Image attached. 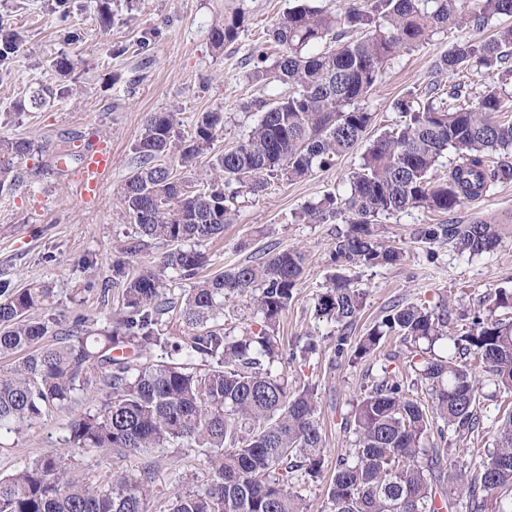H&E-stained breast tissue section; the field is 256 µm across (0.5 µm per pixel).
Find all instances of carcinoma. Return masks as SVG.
<instances>
[{
	"mask_svg": "<svg viewBox=\"0 0 512 512\" xmlns=\"http://www.w3.org/2000/svg\"><path fill=\"white\" fill-rule=\"evenodd\" d=\"M512 16V0H349L342 12L296 0L272 28L281 47L274 64L256 50L249 59L251 83L275 84L283 91L268 101L242 103L260 112L246 139L210 157L202 188H185L169 156L189 167L213 150L223 135L224 113L204 112L191 135L176 134L173 112H153L135 144L136 168L118 193L134 235L125 253L160 239L171 249L154 268L129 275L113 263L112 282L122 291L124 313L112 328L77 316L62 328L56 318L30 317L50 305L51 291L37 284L0 303V358L14 367L0 372V432L32 426L49 410L92 407L74 414L68 447L33 459L0 477V512H148L151 467L139 476L109 474L89 483L74 450H112L127 457L147 448L176 445L200 448L206 482L170 495L169 512H305L299 494L288 490L291 474H322L323 439L314 390L288 380L297 352L277 336L304 274L307 258L295 249L264 252L249 263L199 275L207 266L201 243L224 233L231 205L243 193L262 194L271 180L301 179L344 157L371 125L364 101L396 54L418 47L433 35L466 25L471 34L436 61V68L473 70L486 76L474 94L462 83L426 101L406 95L393 103L404 124L383 133L348 176L344 195L329 194L306 206L299 219L325 223L348 215L336 234L330 259L336 267L368 268L401 264L405 251L379 238L376 218L412 208L452 212L512 182V26L483 36L492 21ZM245 14L234 12L211 31L217 50L236 40ZM74 137L35 145L0 137V192L22 186L13 164L48 152L51 162L77 159ZM447 152L457 163L435 179ZM417 239L448 244L461 254L491 251L496 234L484 220L467 224H423ZM172 271L193 281L181 311L191 332L173 341L158 329L168 310L163 277ZM248 299L260 322L243 336L220 323L224 298ZM362 307V292L341 274L316 303L317 314L336 324L334 359L373 353L390 336L433 346L451 339L453 353L422 357L415 367L427 400L412 397L400 376L374 382L343 419L355 435L354 447L336 461L328 487L327 512H454L467 499L470 512H486L489 498H512V408L504 409L495 446L481 468L467 474L462 456H450L455 442L482 434L480 395L472 362L512 390V320L495 315L512 308V291L495 292L493 306L479 309L456 337H448L447 304H394L364 336L349 329ZM53 340L45 342L48 333ZM159 349L164 360L147 355ZM437 439H432V434Z\"/></svg>",
	"mask_w": 512,
	"mask_h": 512,
	"instance_id": "1",
	"label": "carcinoma"
}]
</instances>
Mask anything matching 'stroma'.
Instances as JSON below:
<instances>
[{
    "mask_svg": "<svg viewBox=\"0 0 512 512\" xmlns=\"http://www.w3.org/2000/svg\"><path fill=\"white\" fill-rule=\"evenodd\" d=\"M291 5L292 0H66L62 6L57 0H0V28L16 36L14 49L0 62V136L41 145L76 132L112 148V174L91 199L81 196L71 172L39 174L40 155L20 163L22 187L0 194V289L45 286L52 290L48 314L66 324L84 315L97 327L111 326L121 297L115 288L102 294L100 285L111 279L113 262L124 260L132 273L156 265L169 249L167 242L155 240L137 253H120L134 226L117 187L135 168L133 147L148 115L174 113L176 130L183 135L192 131L200 113L222 112L224 132L214 147L237 145L259 118L258 112L243 111L242 101L268 95L264 86L247 81V62L259 45L269 59H276L279 47L268 32ZM236 10L246 16L243 28L233 43L215 50L213 27ZM103 13L110 16V26H101ZM458 38L455 30L438 33L395 55L367 102L373 122L348 155L328 170L294 181L275 179L260 195L237 197L223 237L201 245L211 273L247 263L263 251L294 248L307 257L306 273L278 330L286 348L311 341L317 345L316 354L297 360L289 370L290 379L316 392L324 440L321 477L290 486L302 495L307 512H326L336 461L354 439L342 420L366 385L394 374L411 380L415 373L409 344L396 337L365 357L335 360L332 327L317 316L315 304L334 272L330 246L344 223L305 224L297 215L324 195L345 193L347 176L367 148L381 133L401 124L400 113L393 109L395 99L420 94L437 83L464 81L472 92L482 90V76L463 69L442 73L434 67ZM61 54L74 62L65 76L51 65ZM40 87L52 90L50 103L39 110L17 111L16 102ZM474 219L492 222L498 235L493 251L460 254L414 236L423 224ZM378 223L384 243L403 247L406 258L394 267L347 270L363 301L352 337L365 335L383 310L398 302L447 303L457 316L448 333L457 336L462 315L488 305L495 289L512 290V183L498 185L444 217L418 208L379 217ZM479 379L483 434L477 446L491 449L501 413L512 406V392L499 391L487 374ZM70 418V411L53 409L33 426L0 434V475L61 450ZM147 458L154 465L149 512H167L174 484L187 489L208 477L195 448H155Z\"/></svg>",
    "mask_w": 512,
    "mask_h": 512,
    "instance_id": "35a3bbf8",
    "label": "stroma"
}]
</instances>
